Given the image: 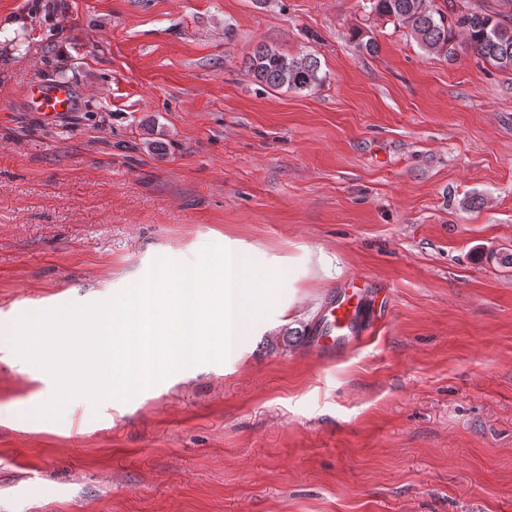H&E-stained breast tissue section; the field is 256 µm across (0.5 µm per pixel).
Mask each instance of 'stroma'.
Returning a JSON list of instances; mask_svg holds the SVG:
<instances>
[{"instance_id":"35a3bbf8","label":"stroma","mask_w":512,"mask_h":512,"mask_svg":"<svg viewBox=\"0 0 512 512\" xmlns=\"http://www.w3.org/2000/svg\"><path fill=\"white\" fill-rule=\"evenodd\" d=\"M2 17L22 25L0 39V324L228 241L290 279L224 361L55 420L27 422L54 383L0 349V512H512V71L427 54L363 0ZM260 43L323 83L257 81ZM43 83L72 111H34ZM357 275L389 291L366 342L296 343ZM28 102L39 112L53 116L60 112H70L73 105L72 93L64 85H39L25 91Z\"/></svg>"}]
</instances>
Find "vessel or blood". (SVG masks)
Instances as JSON below:
<instances>
[{"instance_id": "obj_1", "label": "vessel or blood", "mask_w": 512, "mask_h": 512, "mask_svg": "<svg viewBox=\"0 0 512 512\" xmlns=\"http://www.w3.org/2000/svg\"><path fill=\"white\" fill-rule=\"evenodd\" d=\"M25 95L32 106L49 116L72 109V93L64 85L31 87ZM375 305L367 291L366 278L352 277L348 285L337 290L330 300L321 323L312 333L313 347L323 353H332L360 344L366 314Z\"/></svg>"}]
</instances>
